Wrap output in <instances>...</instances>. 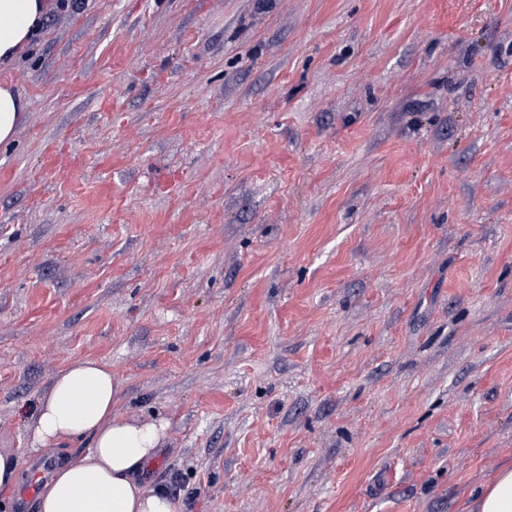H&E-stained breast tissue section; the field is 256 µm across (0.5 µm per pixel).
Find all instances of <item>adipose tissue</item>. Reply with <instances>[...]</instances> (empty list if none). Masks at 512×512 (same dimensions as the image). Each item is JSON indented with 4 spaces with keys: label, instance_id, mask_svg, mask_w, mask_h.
Returning a JSON list of instances; mask_svg holds the SVG:
<instances>
[{
    "label": "adipose tissue",
    "instance_id": "obj_1",
    "mask_svg": "<svg viewBox=\"0 0 512 512\" xmlns=\"http://www.w3.org/2000/svg\"><path fill=\"white\" fill-rule=\"evenodd\" d=\"M50 0H0V61L8 63L34 39ZM120 383L106 365L79 361L53 378L35 408L31 450L54 453L65 441L90 439L79 457H59L42 483L33 512H180L166 490L143 471L166 441L162 422L114 415ZM465 512H512V467L503 466L469 494Z\"/></svg>",
    "mask_w": 512,
    "mask_h": 512
}]
</instances>
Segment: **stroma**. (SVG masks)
Returning a JSON list of instances; mask_svg holds the SVG:
<instances>
[{"instance_id":"stroma-1","label":"stroma","mask_w":512,"mask_h":512,"mask_svg":"<svg viewBox=\"0 0 512 512\" xmlns=\"http://www.w3.org/2000/svg\"><path fill=\"white\" fill-rule=\"evenodd\" d=\"M0 82V449L70 363L182 512H463L512 463V0H84ZM24 111L20 95L9 83H0V143L11 140Z\"/></svg>"}]
</instances>
